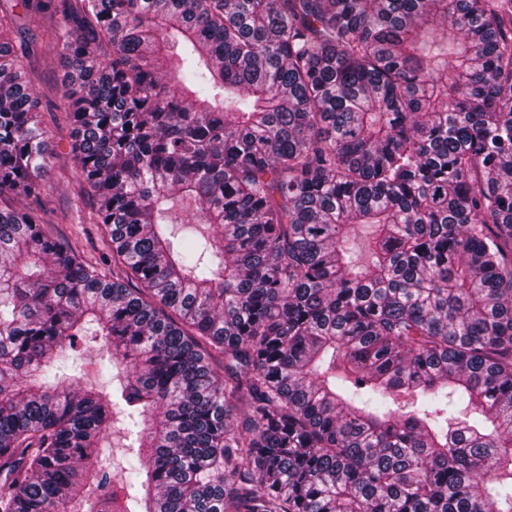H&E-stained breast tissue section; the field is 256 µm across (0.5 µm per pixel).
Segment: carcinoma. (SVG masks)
Listing matches in <instances>:
<instances>
[{"instance_id": "cac0c4a2", "label": "carcinoma", "mask_w": 512, "mask_h": 512, "mask_svg": "<svg viewBox=\"0 0 512 512\" xmlns=\"http://www.w3.org/2000/svg\"><path fill=\"white\" fill-rule=\"evenodd\" d=\"M17 6L110 279L30 203ZM76 504L512 512V0H0V512ZM124 431L116 427L104 440V455L101 457L100 464L109 466L114 475V480L121 479V467L123 466V456L125 451ZM106 459V460H105Z\"/></svg>"}]
</instances>
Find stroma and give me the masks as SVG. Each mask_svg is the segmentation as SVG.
<instances>
[{"label":"stroma","mask_w":512,"mask_h":512,"mask_svg":"<svg viewBox=\"0 0 512 512\" xmlns=\"http://www.w3.org/2000/svg\"><path fill=\"white\" fill-rule=\"evenodd\" d=\"M46 26V20L39 17L23 21L24 34L35 40L38 49L31 62L34 88L43 100L57 105L56 110L42 115V124L50 136L53 165L38 204L53 220L55 236L69 243L83 258L97 261L100 268L108 272L112 269V247L103 226L90 223V208L80 195L71 154L70 128L58 108L65 68L56 48L49 42Z\"/></svg>","instance_id":"obj_1"}]
</instances>
